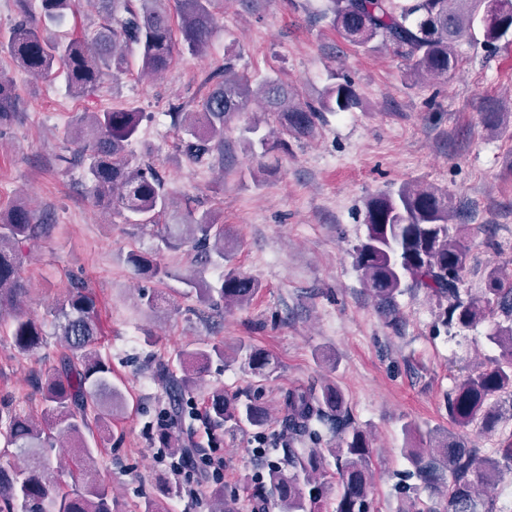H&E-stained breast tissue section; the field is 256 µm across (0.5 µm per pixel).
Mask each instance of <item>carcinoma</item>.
I'll list each match as a JSON object with an SVG mask.
<instances>
[{
    "label": "carcinoma",
    "mask_w": 512,
    "mask_h": 512,
    "mask_svg": "<svg viewBox=\"0 0 512 512\" xmlns=\"http://www.w3.org/2000/svg\"><path fill=\"white\" fill-rule=\"evenodd\" d=\"M23 20L9 32L6 48L27 73L46 75L55 65L66 74L69 89L83 93L94 87L106 71L123 72L128 53L137 49L144 74L165 71L173 58L174 31L169 0H86L102 18L92 43L78 37L50 41L41 37L37 23L28 20L27 0H19ZM216 0H174L183 47L197 55L210 46L216 27ZM40 19L61 24L74 13L76 0H40ZM338 32L349 43L368 49L376 39L392 46L409 63L415 78L446 80L457 64L456 42L479 27L483 45L497 43L512 33V0H327ZM214 87L195 110L172 108V124L183 137L180 151L201 162L224 150V126L232 116L259 99L281 128L296 137L311 135L319 112H345L357 105L350 83L328 87L319 105L303 99L279 79L267 80L258 91L235 71L233 55L224 58L223 70L210 76ZM18 111L12 82L0 74V123ZM144 119L134 109L115 108L81 117L75 126V155L84 168L90 198L113 210L140 216L139 224L160 228L168 249L188 246L201 263L212 256L224 259V225L210 211L196 214L172 209L164 182L142 163L128 145ZM452 205L448 193L433 187L405 183L396 193L373 196L367 203L365 239L354 251L355 266L365 287L379 302L394 298L414 286L448 302L444 321L448 328H470L499 313L488 341L499 354L478 367L448 392V420L453 430L439 433L430 448L407 449V459L423 484L442 489L443 512H503L485 492L512 473V436L495 448L467 445L470 428L495 432L512 420V277L492 269L478 298L463 297L469 245L450 232ZM48 224L33 223L27 207L19 204L0 214V305L14 306L26 293L16 261V244L45 234ZM127 262L142 274L158 280L166 271L156 259L129 253ZM184 284L195 291L198 302L214 304L218 294L224 306L249 303L259 288L252 277L235 269L220 276L217 289L192 273ZM58 334L64 349L59 365L47 373L43 386V423L32 422L20 411L0 407V436L5 444L24 452L21 471L0 465V512H112L109 491L99 483L59 482L48 476L43 449L63 440L78 445V466L94 459L97 449L86 435L107 417L124 413L127 399L112 384L108 361L97 349L96 302L89 286L73 283L59 307ZM14 348L29 353L41 347L43 333L34 321L21 315L12 331ZM217 360H232L248 376L267 379L275 370L264 349L242 342L228 349L224 343L202 342L180 355L182 376L159 362L155 374L171 383L176 410L166 404L158 423L162 441L179 445L172 420L183 421L182 397L197 387L205 369ZM281 422L288 428V448L283 457L266 463V481L251 492L253 507L266 512L273 500L278 512H370L369 471L373 450L370 437L349 421L342 390L330 384L317 392L311 388L287 390L280 403ZM205 418L211 429L235 427L261 430L269 413L257 402L242 401L222 388L208 393ZM328 424L339 442L320 448L314 424ZM334 457L336 473L326 474V456Z\"/></svg>",
    "instance_id": "obj_1"
}]
</instances>
